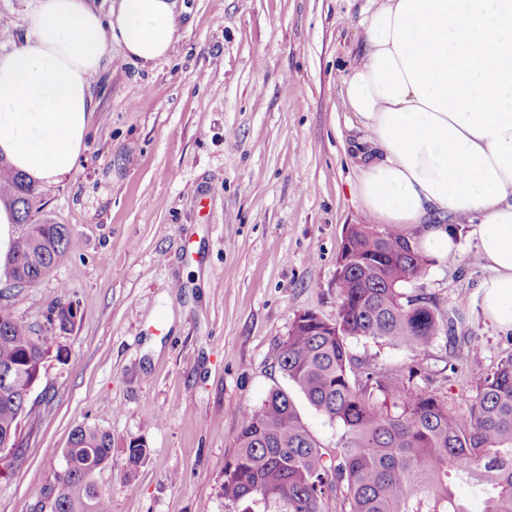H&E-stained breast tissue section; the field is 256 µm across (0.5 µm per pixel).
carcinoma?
<instances>
[{
    "mask_svg": "<svg viewBox=\"0 0 512 512\" xmlns=\"http://www.w3.org/2000/svg\"><path fill=\"white\" fill-rule=\"evenodd\" d=\"M0 201L20 213L6 281L33 285L65 254L69 228L31 224L38 189L0 165ZM337 257L336 321L312 312L294 320L280 345L279 371L317 412L339 428L334 449L304 425L288 392L272 390L241 420L237 448L224 463V499L234 512H469L453 492L471 483L484 494V512H512V354L476 386L469 418L448 409L417 369L393 371L366 363L350 341L425 352L452 331V320L421 294L404 292L420 277L428 256L415 239L389 224H351ZM71 304L54 306L47 322L71 329ZM48 348L34 329L0 304V370L11 369L14 387L0 389V434L22 440L19 424L32 414L24 400L32 376L42 373ZM147 456L128 443L127 466ZM66 467L56 477L54 512H111L95 473L112 461V435L77 427L64 449Z\"/></svg>",
    "mask_w": 512,
    "mask_h": 512,
    "instance_id": "1",
    "label": "carcinoma"
}]
</instances>
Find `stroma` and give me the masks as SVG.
Masks as SVG:
<instances>
[{"label": "stroma", "instance_id": "stroma-1", "mask_svg": "<svg viewBox=\"0 0 512 512\" xmlns=\"http://www.w3.org/2000/svg\"><path fill=\"white\" fill-rule=\"evenodd\" d=\"M371 0H177L179 40L149 66L119 46L93 83L97 103L75 171L40 188L35 218L70 229L53 272L0 281V302L48 339L23 420L19 461H0V512H38L58 491L79 425L108 431L112 462L96 480L112 512H231L224 462L243 416L275 388L328 448L339 430L276 366L300 313L337 315L345 230L366 224L356 186L373 134L343 79L364 47ZM32 0H0V53L20 45ZM474 222L454 225L455 260L434 257L406 284L455 315L420 356L368 339L359 359L418 362L419 385L465 414L475 380L512 354V332L486 316L489 271ZM71 331L49 328L56 304ZM472 361L451 372L457 356ZM148 454L128 470L130 441ZM75 317L76 312L72 304L59 303L50 310L46 319L51 327H57L59 331L66 332L73 327Z\"/></svg>", "mask_w": 512, "mask_h": 512}]
</instances>
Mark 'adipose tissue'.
<instances>
[{"mask_svg": "<svg viewBox=\"0 0 512 512\" xmlns=\"http://www.w3.org/2000/svg\"><path fill=\"white\" fill-rule=\"evenodd\" d=\"M23 43L0 54V157L34 183L77 167L111 60L149 65L179 39L175 0H34ZM345 97L373 132L360 201L372 220L417 228L421 250L455 254L453 223L473 235L490 275L483 309L512 330V0H379Z\"/></svg>", "mask_w": 512, "mask_h": 512, "instance_id": "ef3b65f1", "label": "adipose tissue"}]
</instances>
